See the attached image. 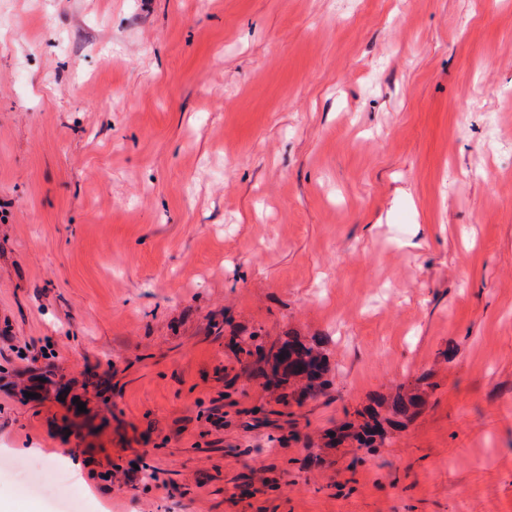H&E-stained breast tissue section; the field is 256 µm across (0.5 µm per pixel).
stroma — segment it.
I'll return each mask as SVG.
<instances>
[{"label":"stroma","instance_id":"obj_1","mask_svg":"<svg viewBox=\"0 0 512 512\" xmlns=\"http://www.w3.org/2000/svg\"><path fill=\"white\" fill-rule=\"evenodd\" d=\"M0 13V512H512V0ZM323 346V339L316 336L307 343L288 340L276 350L265 351L258 345V373L270 386L300 383L301 397H316L332 385V380L325 378L330 368ZM368 417L369 420L365 421L364 424L360 426V430L353 434H343L350 430L351 426L341 428L340 433L336 434V440L351 435L360 443V445L366 447H371L375 443L376 437L382 440L385 436V430L381 422L377 419L376 413L371 412Z\"/></svg>","mask_w":512,"mask_h":512}]
</instances>
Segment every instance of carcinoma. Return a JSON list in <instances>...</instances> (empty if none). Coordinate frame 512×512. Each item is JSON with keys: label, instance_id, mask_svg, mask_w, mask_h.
Listing matches in <instances>:
<instances>
[{"label": "carcinoma", "instance_id": "obj_1", "mask_svg": "<svg viewBox=\"0 0 512 512\" xmlns=\"http://www.w3.org/2000/svg\"><path fill=\"white\" fill-rule=\"evenodd\" d=\"M323 346V339L316 336L307 343L288 341L275 350H266L259 345L256 347L258 373L270 386L299 383L301 396L316 397L332 385V381L326 378L330 368ZM417 401L415 395L407 398L399 394L392 401L391 411L395 416L411 419L415 415L411 408L416 406ZM384 436L385 430L374 412L369 413V420L353 433V437L366 447L372 446L375 438L382 439Z\"/></svg>", "mask_w": 512, "mask_h": 512}]
</instances>
